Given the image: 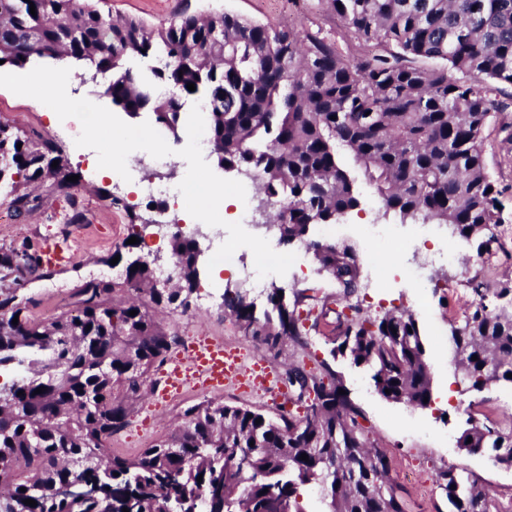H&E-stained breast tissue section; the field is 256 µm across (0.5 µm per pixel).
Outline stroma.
Instances as JSON below:
<instances>
[{
    "label": "stroma",
    "mask_w": 512,
    "mask_h": 512,
    "mask_svg": "<svg viewBox=\"0 0 512 512\" xmlns=\"http://www.w3.org/2000/svg\"><path fill=\"white\" fill-rule=\"evenodd\" d=\"M99 7L104 15L115 19L132 16L154 25L169 24L186 12H232L274 27H319L333 36L345 53L356 55L361 51L357 40L338 19L319 11L316 0H101ZM499 99L502 108L495 123L485 131L491 146L486 155L487 167L504 191L507 221L497 233L498 247L492 253L477 255L476 241L453 235L448 225L431 224L429 232L419 239L422 250L448 247L462 259H481V266L467 275L457 267L449 266L417 284L400 276L396 257L381 248L375 254L378 273L375 287L360 286L355 295L372 314L405 309L416 317L424 338L432 381L429 406L386 400L375 389L367 366L354 365L346 357H332L330 350L336 323L331 314L321 319L316 332L310 333L308 349L287 342L278 356L266 359L278 375L306 352L329 362L350 399L362 410L374 446L392 459L393 476L408 512H448V500L439 488L438 474L449 468L466 469L470 477L485 488L491 512H512V467L493 464L485 454H467L459 446L469 413L489 414L502 428H512V385L500 382L479 394H460L459 376L449 361V348L445 343L451 327L460 324L475 299L471 285L465 281L466 276L476 277L488 288L512 280V162L496 148L501 127H512V87H503ZM0 121L23 132L35 131L53 137L80 174L76 192L84 213V221L80 224H64L63 219L70 215L71 209L64 196L50 185L37 189L35 208L21 216L10 206L8 196L0 193V214L12 225L11 231L0 234V247L32 241L38 243L43 252L51 253L68 244L84 242L91 246L89 252L76 255L72 261L45 266L42 274L29 276L26 288L33 300V309H40L52 290L60 295L57 311L76 308L77 289L95 274L115 282L123 280V260L130 253H137L147 260L156 255L169 256V242L155 237H143L136 250L126 248L130 233L127 213L125 208L111 205L106 198L113 178L98 168L95 151L76 147L74 140L81 132L77 119L59 120L41 102L17 98L8 89L0 88ZM357 188L360 205L342 216L346 228L336 242L352 245L362 255L366 252V243L359 233V225L373 221L382 224L386 218L374 191L362 182ZM289 250L297 259L286 275L274 277V284L289 294L308 288L318 300L335 298L336 288L331 276L320 271L305 246L296 243L290 245ZM116 253L121 256L117 264L112 261ZM151 312L165 329L179 336L207 332L230 338L246 354L259 351L256 343L241 336L234 318L225 314L223 308L198 309L183 314L155 306ZM160 373V368L152 369L147 386L131 409L128 423L120 432L124 446L119 449V456L136 457L144 448L171 434L181 422L183 408L196 401L192 395L171 401L154 394L152 385Z\"/></svg>",
    "instance_id": "35a3bbf8"
}]
</instances>
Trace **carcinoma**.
<instances>
[{
	"label": "carcinoma",
	"instance_id": "obj_1",
	"mask_svg": "<svg viewBox=\"0 0 512 512\" xmlns=\"http://www.w3.org/2000/svg\"><path fill=\"white\" fill-rule=\"evenodd\" d=\"M97 2L0 0V60L23 67L63 57L93 78L107 74L114 105L131 117L151 111L174 135L182 99L205 100L211 153L218 165L258 178L282 244L355 209L359 178L403 223L449 224L478 240L480 256L498 242L486 233L504 223V209L484 132L500 110V86H512V0H320L367 48L357 57L320 28H277L226 12L185 14L167 26L112 21ZM147 58L163 62L149 77L129 66ZM159 82L181 96L158 97ZM76 174L55 139L0 123V189L14 211L33 209L28 187L48 181L73 206L67 223H80L78 183L68 181ZM319 245L320 264L349 298L360 286L356 250ZM171 256L183 270L175 287H153L151 263L136 259L123 282L83 283L80 308L44 323L29 314L23 281L40 270L43 252L33 243L0 248V281L14 284L0 288V366L23 365L25 350L51 355L44 371L0 386V512H303L297 489L310 483L329 512H406L390 459L372 445L362 411L339 394L343 382L324 361L316 374L293 364L281 375L288 401L314 393L302 415L207 399L183 410L188 427L136 458L103 462L100 436L125 426L151 370L180 342L151 306L185 313L199 287L196 241L172 235ZM118 291L136 298L117 303ZM279 291L271 285L258 312L243 291L224 289V310L241 335L274 356L286 337L307 349L303 320ZM473 292L479 299L452 335V361L466 390L481 392L512 384V282L494 290V308L484 303L483 284ZM336 329L332 356L372 367L385 398L426 406L431 377L411 313L374 316L348 303L336 312ZM461 443L512 467V430L487 416H468ZM441 480L448 512H486L485 493L465 471L448 469Z\"/></svg>",
	"mask_w": 512,
	"mask_h": 512
}]
</instances>
